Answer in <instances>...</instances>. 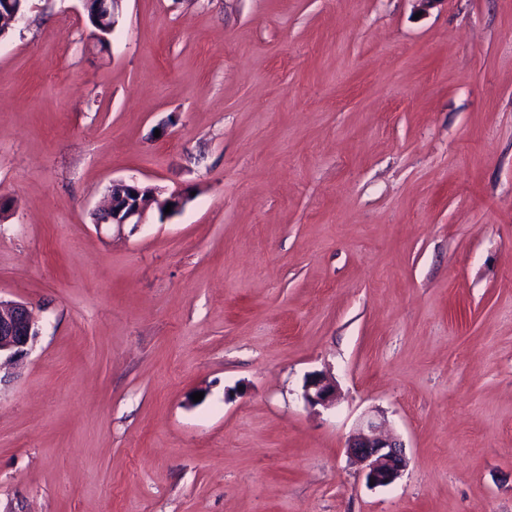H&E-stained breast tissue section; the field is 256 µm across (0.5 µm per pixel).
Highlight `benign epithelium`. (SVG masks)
Masks as SVG:
<instances>
[{
    "mask_svg": "<svg viewBox=\"0 0 512 512\" xmlns=\"http://www.w3.org/2000/svg\"><path fill=\"white\" fill-rule=\"evenodd\" d=\"M26 11L17 6L0 12V29L13 30L25 20ZM187 201L180 191L159 199L154 188L135 178L112 183V196L97 213L96 224H109L123 230H136L147 212L156 205L165 209L172 205L171 214L182 210ZM41 335L38 321L24 301L0 298V357L8 362L22 360ZM303 399L311 407L328 408L336 402V385L321 374L309 375L303 386ZM385 421L374 416L364 419L347 443V453L366 473L367 481L375 486H387L397 480L408 466L403 443L384 432Z\"/></svg>",
    "mask_w": 512,
    "mask_h": 512,
    "instance_id": "obj_1",
    "label": "benign epithelium"
}]
</instances>
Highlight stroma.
Wrapping results in <instances>:
<instances>
[{"mask_svg": "<svg viewBox=\"0 0 512 512\" xmlns=\"http://www.w3.org/2000/svg\"><path fill=\"white\" fill-rule=\"evenodd\" d=\"M133 177L191 198L96 226ZM0 199L42 328L0 371V512H512V0H123L105 47L29 0ZM303 399L311 407H331L336 402V385L322 374H311L303 386ZM385 420L375 416L364 419L347 443V453L366 473L373 486H387L397 480L408 466L403 443L383 430Z\"/></svg>", "mask_w": 512, "mask_h": 512, "instance_id": "35a3bbf8", "label": "stroma"}]
</instances>
